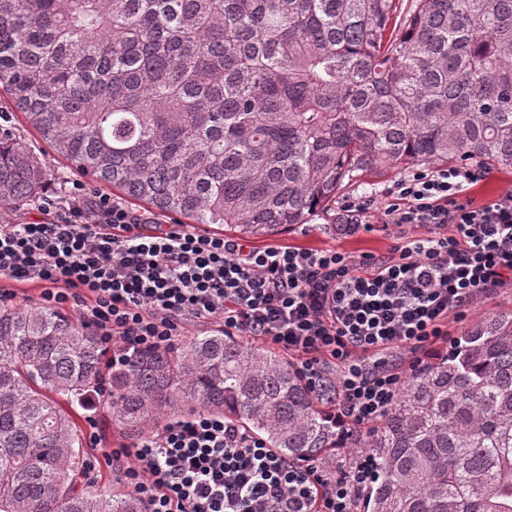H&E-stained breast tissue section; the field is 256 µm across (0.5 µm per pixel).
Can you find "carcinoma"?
I'll list each match as a JSON object with an SVG mask.
<instances>
[{
    "instance_id": "1",
    "label": "carcinoma",
    "mask_w": 512,
    "mask_h": 512,
    "mask_svg": "<svg viewBox=\"0 0 512 512\" xmlns=\"http://www.w3.org/2000/svg\"><path fill=\"white\" fill-rule=\"evenodd\" d=\"M99 187L241 237L307 224L367 172L512 168V0H0V93ZM44 156L0 131V212L38 199ZM95 327L0 306V512H146L79 491L64 405L101 377ZM112 421L220 414L289 459L347 443L378 467L363 512H512V310L406 374L342 440L330 394L215 330L112 371Z\"/></svg>"
}]
</instances>
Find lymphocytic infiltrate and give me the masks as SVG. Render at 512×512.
<instances>
[{
    "mask_svg": "<svg viewBox=\"0 0 512 512\" xmlns=\"http://www.w3.org/2000/svg\"><path fill=\"white\" fill-rule=\"evenodd\" d=\"M489 174L480 164L414 172L378 216L371 199L348 201L341 231L399 228L384 256L257 250L187 224L151 234L108 197L46 196V222L0 224V303L27 281L43 285L45 301L74 302L113 369L136 351L175 348L188 323H218L296 357L308 388L332 392L337 421L360 429L402 385L399 352L446 343L450 318L512 285V190L479 205L467 195ZM417 224L427 235L404 234ZM112 463L147 512H360L377 476L356 449L323 468L302 465L206 413L169 422Z\"/></svg>",
    "mask_w": 512,
    "mask_h": 512,
    "instance_id": "lymphocytic-infiltrate-1",
    "label": "lymphocytic infiltrate"
}]
</instances>
